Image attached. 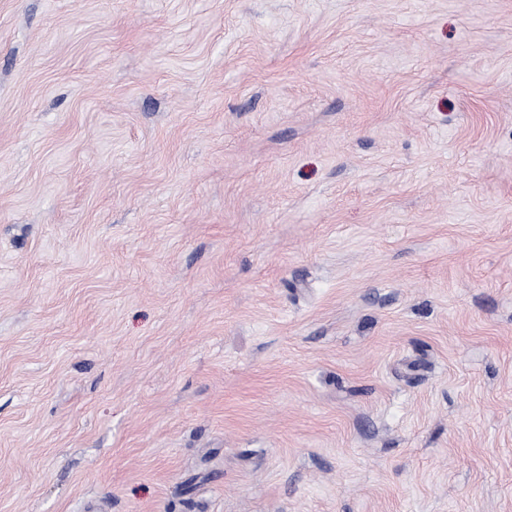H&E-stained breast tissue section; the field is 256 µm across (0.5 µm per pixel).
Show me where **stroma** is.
<instances>
[{"label":"stroma","instance_id":"35a3bbf8","mask_svg":"<svg viewBox=\"0 0 512 512\" xmlns=\"http://www.w3.org/2000/svg\"><path fill=\"white\" fill-rule=\"evenodd\" d=\"M0 512H512V0H0Z\"/></svg>","mask_w":512,"mask_h":512}]
</instances>
